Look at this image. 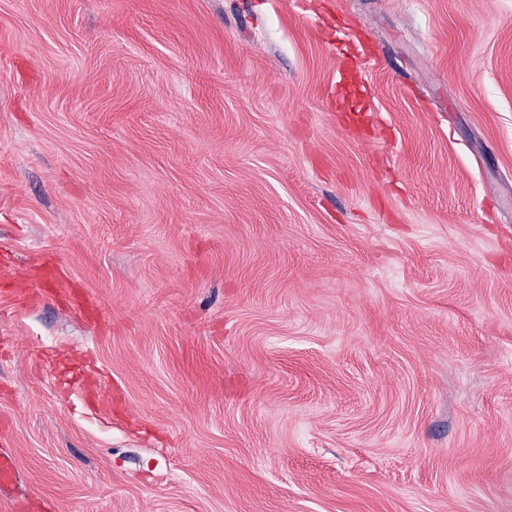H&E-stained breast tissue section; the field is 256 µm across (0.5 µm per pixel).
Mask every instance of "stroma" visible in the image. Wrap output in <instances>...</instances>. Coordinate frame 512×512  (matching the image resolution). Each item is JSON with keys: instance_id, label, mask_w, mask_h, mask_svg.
Listing matches in <instances>:
<instances>
[{"instance_id": "stroma-1", "label": "stroma", "mask_w": 512, "mask_h": 512, "mask_svg": "<svg viewBox=\"0 0 512 512\" xmlns=\"http://www.w3.org/2000/svg\"><path fill=\"white\" fill-rule=\"evenodd\" d=\"M0 512H512V0H0Z\"/></svg>"}]
</instances>
